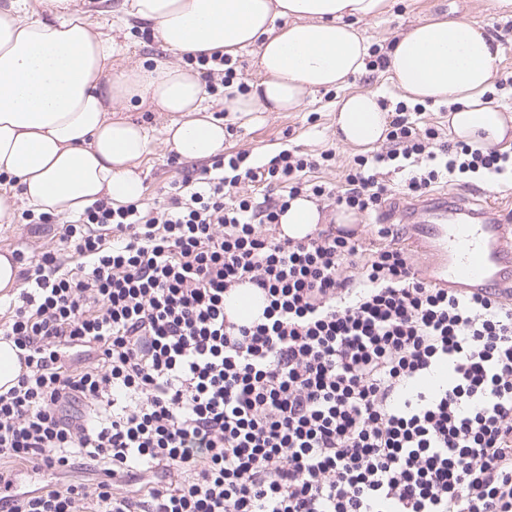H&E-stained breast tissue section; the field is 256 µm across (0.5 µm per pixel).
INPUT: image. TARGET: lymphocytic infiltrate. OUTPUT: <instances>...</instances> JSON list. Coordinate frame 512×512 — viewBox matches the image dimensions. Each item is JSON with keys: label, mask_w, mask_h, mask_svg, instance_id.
Listing matches in <instances>:
<instances>
[{"label": "lymphocytic infiltrate", "mask_w": 512, "mask_h": 512, "mask_svg": "<svg viewBox=\"0 0 512 512\" xmlns=\"http://www.w3.org/2000/svg\"><path fill=\"white\" fill-rule=\"evenodd\" d=\"M421 110L397 103L338 195L304 180L333 151L238 153L156 217L99 201L63 225L0 319L25 367L0 393V512H512V307L428 283L389 225L364 260L347 231L268 232L304 192L370 216L512 174L511 152L441 142ZM244 180L285 192L259 211ZM242 284L266 302L251 322L224 312ZM88 459L107 464L91 484L71 475ZM16 462L67 480L18 491Z\"/></svg>", "instance_id": "f902f5d3"}]
</instances>
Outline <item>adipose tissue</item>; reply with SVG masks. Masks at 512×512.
I'll return each mask as SVG.
<instances>
[{"label": "adipose tissue", "mask_w": 512, "mask_h": 512, "mask_svg": "<svg viewBox=\"0 0 512 512\" xmlns=\"http://www.w3.org/2000/svg\"><path fill=\"white\" fill-rule=\"evenodd\" d=\"M72 0H9L0 8V220L16 202L63 217L98 200L112 206L143 199L138 163L152 143L147 127L116 118L113 108L150 106L170 115L163 142L180 157L202 160L224 149L227 130L213 117L191 58L237 56L255 48L258 79L225 85V112H298L319 91H340L336 135L368 149L387 134L380 93H344L367 67L370 45L359 25L386 12L389 0H99L111 31ZM150 27L170 61L113 72L125 46L114 30ZM384 71L411 103L449 104L448 127L461 141L494 146L512 135V117L483 95L498 71V52L474 23L429 18L397 33ZM324 218L309 198L292 199L282 236L300 240Z\"/></svg>", "instance_id": "ef3b65f1"}]
</instances>
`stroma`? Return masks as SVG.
<instances>
[{"instance_id":"1","label":"stroma","mask_w":512,"mask_h":512,"mask_svg":"<svg viewBox=\"0 0 512 512\" xmlns=\"http://www.w3.org/2000/svg\"><path fill=\"white\" fill-rule=\"evenodd\" d=\"M428 17L462 18L484 26L487 34L500 49V72L512 73V39L506 38V29L512 28V18L502 16L495 0H391V6L382 16L361 23L360 30L374 51H382L394 34L410 24ZM168 55L144 31L131 29L124 55L113 59V71L131 64L167 61ZM337 91L315 94L311 103L298 112H263L250 122L233 121L234 131L224 144L225 153L246 151L252 162L267 161L281 149L296 148L305 153L327 149L336 153V165L329 169L307 173L313 183H325L335 192L345 188L344 172L356 156L355 148L340 143L336 138L334 104ZM122 118L150 128L152 147L139 169L146 186L142 207L145 214H153L154 205L165 199L170 187L181 183L188 169L202 170L203 162H192L178 157L162 143V126L167 114L141 107L122 111ZM24 206H17L9 223H0V254L23 252L26 260H37L41 252L59 239L62 217H53L48 224H28Z\"/></svg>"}]
</instances>
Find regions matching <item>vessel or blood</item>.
I'll use <instances>...</instances> for the list:
<instances>
[{
  "label": "vessel or blood",
  "instance_id": "1",
  "mask_svg": "<svg viewBox=\"0 0 512 512\" xmlns=\"http://www.w3.org/2000/svg\"><path fill=\"white\" fill-rule=\"evenodd\" d=\"M407 249L434 253L421 275L440 288L496 294L512 301V210L468 206L457 193L409 205Z\"/></svg>",
  "mask_w": 512,
  "mask_h": 512
}]
</instances>
